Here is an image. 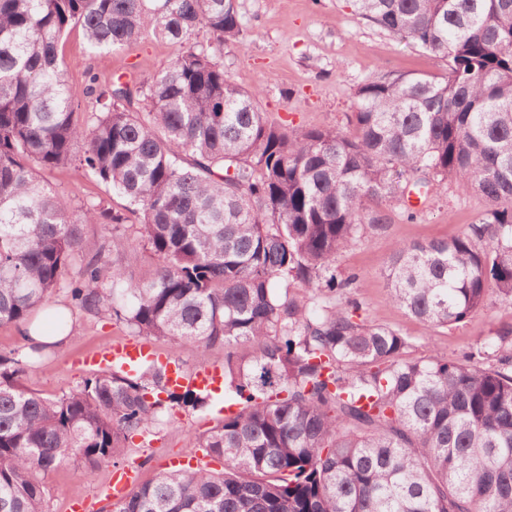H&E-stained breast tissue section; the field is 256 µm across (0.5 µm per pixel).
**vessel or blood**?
Returning <instances> with one entry per match:
<instances>
[{"label": "vessel or blood", "instance_id": "vessel-or-blood-1", "mask_svg": "<svg viewBox=\"0 0 512 512\" xmlns=\"http://www.w3.org/2000/svg\"><path fill=\"white\" fill-rule=\"evenodd\" d=\"M83 363L89 367H119L125 370L137 368L146 363L164 366L166 386L173 391H200L218 398L224 393V369L217 365H204L188 371L175 359L160 356L154 347L144 341H119L103 348L88 352ZM134 467L128 466L113 471L107 484L113 500L124 498L128 487L137 479Z\"/></svg>", "mask_w": 512, "mask_h": 512}]
</instances>
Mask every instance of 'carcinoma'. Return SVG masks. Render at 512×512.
<instances>
[{
    "label": "carcinoma",
    "instance_id": "carcinoma-1",
    "mask_svg": "<svg viewBox=\"0 0 512 512\" xmlns=\"http://www.w3.org/2000/svg\"><path fill=\"white\" fill-rule=\"evenodd\" d=\"M351 2L446 72L359 84L345 132L274 119L224 71L247 36L238 0H0V326L43 314L69 333L108 312L149 339L257 345L225 355L230 408L198 437L224 470L163 472L110 512H512V326L457 360L411 358L341 300L357 275L338 266L393 210L413 220V192H475L486 210L461 235L394 247L389 301L452 327L512 300V0ZM74 25L94 51L152 33L175 53L133 86L86 69L81 112L59 54ZM75 162L127 205L42 179ZM141 249L145 271L125 263ZM56 348L0 351V512H45L49 472L92 475L167 406L207 404L158 398L159 364L46 397L31 375Z\"/></svg>",
    "mask_w": 512,
    "mask_h": 512
}]
</instances>
